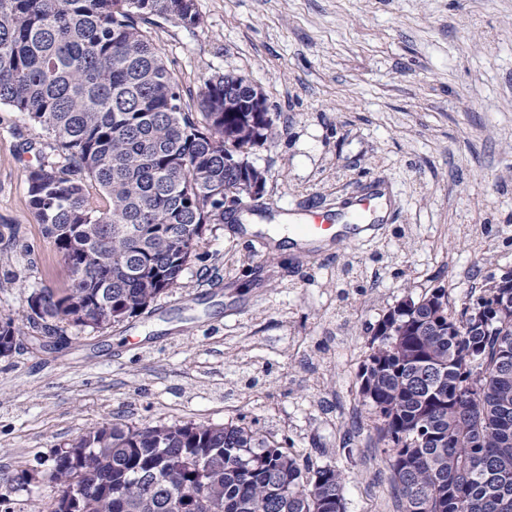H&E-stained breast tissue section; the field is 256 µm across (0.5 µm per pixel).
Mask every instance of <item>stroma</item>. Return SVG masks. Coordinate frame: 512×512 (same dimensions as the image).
Returning <instances> with one entry per match:
<instances>
[{
	"instance_id": "obj_1",
	"label": "stroma",
	"mask_w": 512,
	"mask_h": 512,
	"mask_svg": "<svg viewBox=\"0 0 512 512\" xmlns=\"http://www.w3.org/2000/svg\"><path fill=\"white\" fill-rule=\"evenodd\" d=\"M201 26L152 33L191 92L232 73L279 134L254 146L265 194L208 223L176 285L139 316L66 328L0 357V512H46L54 451L99 423L246 425L340 471L346 512H397L359 392L372 329L405 296L458 302L512 270V0H195ZM63 154L0 105V314L69 272L27 198ZM393 187L375 230L333 246L274 235L282 208L345 215Z\"/></svg>"
}]
</instances>
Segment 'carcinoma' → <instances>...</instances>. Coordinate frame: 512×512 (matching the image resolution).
Masks as SVG:
<instances>
[{"label":"carcinoma","instance_id":"cac0c4a2","mask_svg":"<svg viewBox=\"0 0 512 512\" xmlns=\"http://www.w3.org/2000/svg\"><path fill=\"white\" fill-rule=\"evenodd\" d=\"M195 28V0H0V104L46 127L65 164L28 170L29 206L69 270L29 296L46 329L120 322L178 283L224 197L266 184L247 150L272 113L215 74L189 110L146 26ZM23 335L0 315V357ZM360 394L398 512H512V271L450 303L433 288L378 322ZM50 512H346L342 475L249 427L104 421L54 452ZM81 498L72 497L74 484Z\"/></svg>","mask_w":512,"mask_h":512}]
</instances>
